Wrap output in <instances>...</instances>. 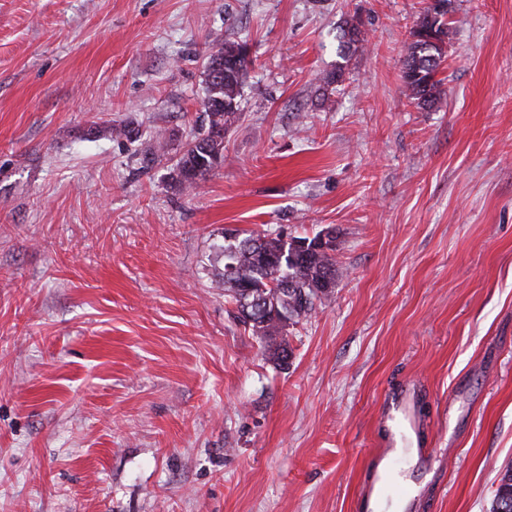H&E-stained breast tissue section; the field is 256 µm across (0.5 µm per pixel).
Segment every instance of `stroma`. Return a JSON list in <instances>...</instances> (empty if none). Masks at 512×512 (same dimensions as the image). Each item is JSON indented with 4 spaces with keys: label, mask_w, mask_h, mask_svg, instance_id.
Listing matches in <instances>:
<instances>
[{
    "label": "stroma",
    "mask_w": 512,
    "mask_h": 512,
    "mask_svg": "<svg viewBox=\"0 0 512 512\" xmlns=\"http://www.w3.org/2000/svg\"><path fill=\"white\" fill-rule=\"evenodd\" d=\"M430 3L0 0V512H363L405 384L410 512H489L512 465V0H454L424 111L402 60ZM218 39L254 64L187 191L172 159ZM278 229L335 231L343 271L284 369L214 285L226 234Z\"/></svg>",
    "instance_id": "35a3bbf8"
}]
</instances>
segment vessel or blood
I'll return each mask as SVG.
<instances>
[{
	"instance_id": "obj_1",
	"label": "vessel or blood",
	"mask_w": 512,
	"mask_h": 512,
	"mask_svg": "<svg viewBox=\"0 0 512 512\" xmlns=\"http://www.w3.org/2000/svg\"><path fill=\"white\" fill-rule=\"evenodd\" d=\"M411 408L412 399L409 393L401 390L394 394L382 413L387 428L384 464L371 487L363 495L366 512H377L385 502H402L410 496L409 489L391 481L390 473L400 461L402 449L411 447L420 432V423L413 416Z\"/></svg>"
}]
</instances>
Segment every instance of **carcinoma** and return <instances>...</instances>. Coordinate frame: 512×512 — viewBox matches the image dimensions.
<instances>
[{
    "label": "carcinoma",
    "instance_id": "cac0c4a2",
    "mask_svg": "<svg viewBox=\"0 0 512 512\" xmlns=\"http://www.w3.org/2000/svg\"><path fill=\"white\" fill-rule=\"evenodd\" d=\"M451 12L452 0H432L406 45L404 81L409 99L421 110L434 108L444 95V80L438 74L456 35L447 20ZM341 39L347 51L365 42L357 23L343 29ZM246 53L244 42H218L212 47L203 100L207 126L185 144L172 167L174 179L186 189L197 187L224 161V131L241 118L239 98L251 65ZM299 241L308 243L307 248L267 231L230 239L221 247L224 269L217 286L236 305L235 318L251 327L279 367L291 358L283 331L306 318L315 301L328 298L341 277L332 255L336 247L324 248L316 237ZM489 512H512V468L501 476Z\"/></svg>",
    "mask_w": 512,
    "mask_h": 512
}]
</instances>
